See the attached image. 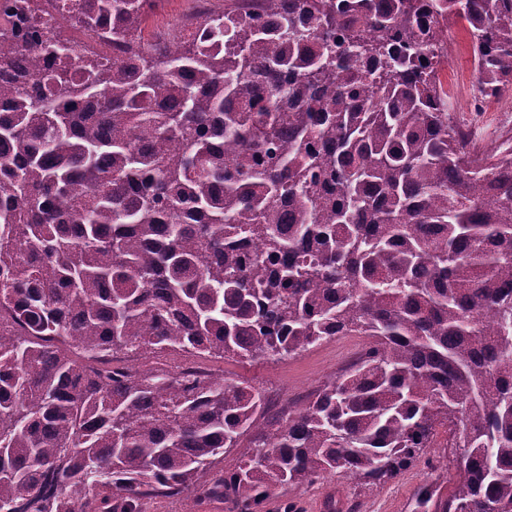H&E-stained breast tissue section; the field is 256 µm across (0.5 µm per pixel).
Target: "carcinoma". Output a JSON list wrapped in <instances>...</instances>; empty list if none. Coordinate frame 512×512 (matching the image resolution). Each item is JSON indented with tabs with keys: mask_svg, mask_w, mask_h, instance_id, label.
<instances>
[{
	"mask_svg": "<svg viewBox=\"0 0 512 512\" xmlns=\"http://www.w3.org/2000/svg\"><path fill=\"white\" fill-rule=\"evenodd\" d=\"M157 2L69 0L110 68L0 3V512H259L336 472L381 488L441 429L463 480L414 512H512V145L470 146L430 57L453 21L480 91H512V0H224L168 50ZM352 333L284 424L159 362Z\"/></svg>",
	"mask_w": 512,
	"mask_h": 512,
	"instance_id": "obj_1",
	"label": "carcinoma"
}]
</instances>
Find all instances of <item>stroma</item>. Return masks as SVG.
I'll return each instance as SVG.
<instances>
[{"mask_svg":"<svg viewBox=\"0 0 512 512\" xmlns=\"http://www.w3.org/2000/svg\"><path fill=\"white\" fill-rule=\"evenodd\" d=\"M191 0H160L144 30L145 39L163 32L173 38L185 36L186 17L191 14ZM471 41L457 26L448 29V60L442 70L457 86V96L465 109L456 113L457 122L477 139L483 150L499 146L503 135L499 131V104L494 100L475 101L468 91L464 70L471 63ZM365 336H339L298 355L278 361L255 359L235 361L214 358L201 359L202 368L212 375L229 381H244L264 390L268 407L264 419L280 416L283 409L305 403L327 382L358 358L368 345ZM460 475L451 449L435 446L394 481L380 489H372L349 480L344 475L328 476L325 480L291 489L287 497L298 512H325L327 496L340 499L344 512H412L413 496L425 483L437 482L442 492H450Z\"/></svg>","mask_w":512,"mask_h":512,"instance_id":"obj_1","label":"stroma"}]
</instances>
